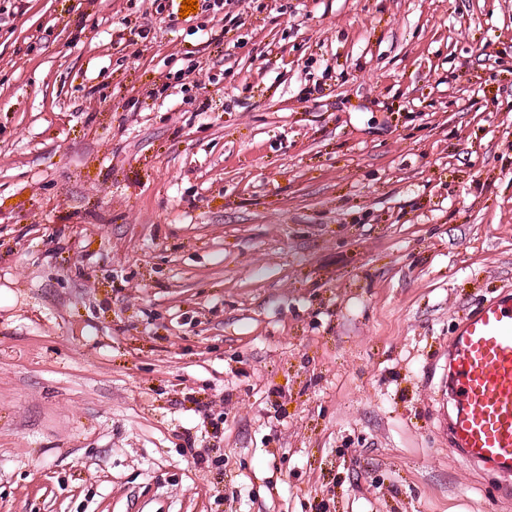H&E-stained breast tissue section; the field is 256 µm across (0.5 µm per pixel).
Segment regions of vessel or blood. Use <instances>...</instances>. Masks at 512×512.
<instances>
[{
	"mask_svg": "<svg viewBox=\"0 0 512 512\" xmlns=\"http://www.w3.org/2000/svg\"><path fill=\"white\" fill-rule=\"evenodd\" d=\"M448 433L465 463L512 477V292L467 314L448 344Z\"/></svg>",
	"mask_w": 512,
	"mask_h": 512,
	"instance_id": "1",
	"label": "vessel or blood"
}]
</instances>
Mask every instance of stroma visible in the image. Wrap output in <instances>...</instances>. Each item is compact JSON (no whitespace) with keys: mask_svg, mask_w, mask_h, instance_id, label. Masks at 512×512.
<instances>
[{"mask_svg":"<svg viewBox=\"0 0 512 512\" xmlns=\"http://www.w3.org/2000/svg\"><path fill=\"white\" fill-rule=\"evenodd\" d=\"M197 2L0 0V512H512V0ZM450 451L512 477V292L463 319L448 344Z\"/></svg>","mask_w":512,"mask_h":512,"instance_id":"obj_1","label":"stroma"}]
</instances>
